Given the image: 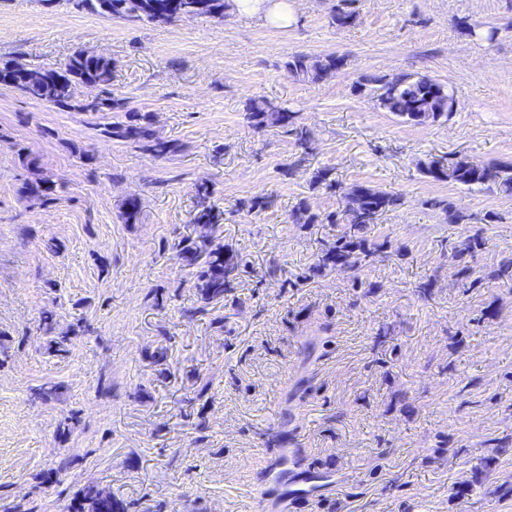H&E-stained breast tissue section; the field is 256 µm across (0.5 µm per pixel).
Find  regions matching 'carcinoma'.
<instances>
[{
  "label": "carcinoma",
  "mask_w": 512,
  "mask_h": 512,
  "mask_svg": "<svg viewBox=\"0 0 512 512\" xmlns=\"http://www.w3.org/2000/svg\"><path fill=\"white\" fill-rule=\"evenodd\" d=\"M77 10H90L109 17L130 21H148L156 24H170L196 16L223 18L230 8L228 0H69ZM354 0H337L331 8V23L347 27L355 23L357 13L352 9ZM346 65L342 55L332 54L322 59L311 60L304 54L289 57L285 67L296 76H310L321 79ZM31 66L16 61L0 62V84L17 87L24 70ZM46 72V83L36 100L56 106H69L74 102L79 85L97 82L103 89L104 97L90 104L81 102L78 107L84 112L126 111V104L109 96L112 84V61L103 56L87 57L83 52L72 54L58 68H38ZM357 93L366 95L375 105L407 122L417 125L434 124L448 119L455 109V99L448 87L425 75L402 74L392 78L386 76L364 77L356 85ZM245 119L256 130L278 127L294 136L297 157L292 168L304 166L310 154L312 135L304 127L296 125L295 113L268 101L250 99L245 103ZM101 133L123 142H130L150 151L157 157H166L178 151L179 145L163 141L155 136L150 120L145 115L133 113L127 121H114L103 125ZM422 172L437 181H448L460 186H480L489 191L507 196L512 195V165H486L474 167L464 157L448 159L442 169L437 162L430 161ZM310 183L336 190V180L331 170H314ZM58 183L50 177H39L22 184V197L34 204L48 205L58 200ZM195 209L190 223L205 229L198 240H181L172 246L176 257L194 269V287L205 300L221 299L231 294L241 278L242 261L234 251L214 235V229L224 223V210L212 198L214 190L207 181L195 184ZM344 206L339 212L320 216L310 211L308 203L300 201L290 217L297 224H340L341 233L336 240L324 244L311 268L315 274L332 272L347 266L355 272L353 281H358V272L373 262L393 256L391 241H376L366 235V230L377 223L384 213L402 205V197L394 191L355 184L343 191ZM431 205L441 209L446 222L463 224L472 216L448 205V202L433 201ZM274 206V198L268 194L255 195L241 202L240 210L249 215L259 214ZM141 200L137 196L126 199L120 218L125 224H135L140 218ZM485 240L481 232L466 237V242L453 247L451 259L459 267V285L464 292L482 286L483 277L476 274L473 262L482 251ZM490 277L512 287V255L502 257L490 272ZM73 512H128V507L110 495L91 488L83 489L74 499Z\"/></svg>",
  "instance_id": "1"
}]
</instances>
